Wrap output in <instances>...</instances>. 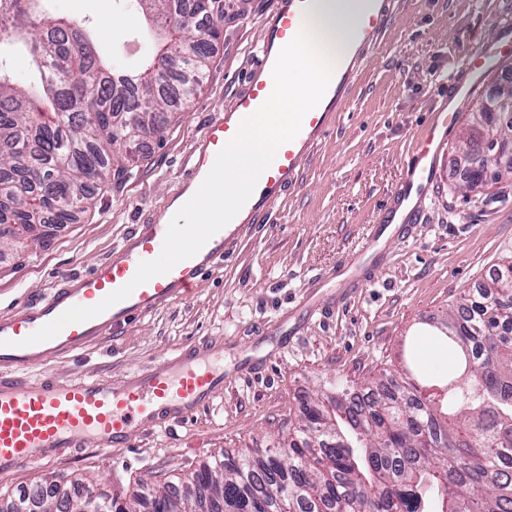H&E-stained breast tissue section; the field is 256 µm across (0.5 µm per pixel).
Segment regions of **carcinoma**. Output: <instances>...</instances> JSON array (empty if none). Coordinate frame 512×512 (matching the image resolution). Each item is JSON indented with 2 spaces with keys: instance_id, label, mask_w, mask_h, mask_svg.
Masks as SVG:
<instances>
[{
  "instance_id": "carcinoma-1",
  "label": "carcinoma",
  "mask_w": 512,
  "mask_h": 512,
  "mask_svg": "<svg viewBox=\"0 0 512 512\" xmlns=\"http://www.w3.org/2000/svg\"><path fill=\"white\" fill-rule=\"evenodd\" d=\"M171 60L126 73L97 48L84 18L53 0H0V228L12 243H41L37 225L72 224L93 191L125 171L118 150L159 133L160 116L201 90L213 45L201 38L200 0H122ZM30 56L16 73L11 55ZM461 374L426 393L410 371L400 380L305 407L298 428L265 455L226 451L184 488L224 493V512H512V279L468 297L441 322ZM178 491L140 481L128 501L97 497L99 512H165ZM36 482L7 501L37 506Z\"/></svg>"
}]
</instances>
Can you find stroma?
I'll return each instance as SVG.
<instances>
[{
  "label": "stroma",
  "instance_id": "stroma-1",
  "mask_svg": "<svg viewBox=\"0 0 512 512\" xmlns=\"http://www.w3.org/2000/svg\"><path fill=\"white\" fill-rule=\"evenodd\" d=\"M62 15L100 23L103 45L137 65L149 52L139 19L115 0H54ZM276 0H231L199 94L167 115L160 136L131 147L128 171L95 194L72 224H51L43 246L0 245V314L46 296L55 277L88 274L135 229L165 211L206 125L243 87ZM512 20V0H396L383 39L367 55L335 128L316 146L278 209L248 226L194 291L140 316L51 371L120 380L206 339L224 340V391L185 423L136 437L105 453L88 448L0 476V494L53 478L128 497L138 479L179 482L225 450L271 447L329 383L360 386L412 369L440 381L456 361L437 341V322L512 258V179L467 188L450 161L478 97L501 82L486 71L478 97L450 86L477 43L494 47ZM454 101L459 121L436 163L408 239L384 237L369 260V284L336 278L358 251L394 188L434 105ZM325 287H314L315 278Z\"/></svg>",
  "mask_w": 512,
  "mask_h": 512
}]
</instances>
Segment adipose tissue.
I'll use <instances>...</instances> for the list:
<instances>
[{
    "label": "adipose tissue",
    "instance_id": "adipose-tissue-1",
    "mask_svg": "<svg viewBox=\"0 0 512 512\" xmlns=\"http://www.w3.org/2000/svg\"><path fill=\"white\" fill-rule=\"evenodd\" d=\"M356 20V0H319L308 22V38L293 50L295 63L273 105L278 114L276 135L287 133L291 114L303 110L310 90L322 84L325 73L342 58Z\"/></svg>",
    "mask_w": 512,
    "mask_h": 512
}]
</instances>
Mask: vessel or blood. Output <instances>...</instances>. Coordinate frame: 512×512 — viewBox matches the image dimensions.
Instances as JSON below:
<instances>
[{
    "instance_id": "obj_1",
    "label": "vessel or blood",
    "mask_w": 512,
    "mask_h": 512,
    "mask_svg": "<svg viewBox=\"0 0 512 512\" xmlns=\"http://www.w3.org/2000/svg\"><path fill=\"white\" fill-rule=\"evenodd\" d=\"M316 0H279L266 25L262 46L244 88L228 110L204 129L177 200L187 202L185 189L203 182L218 152L237 134L243 119L254 114L271 94L272 69L279 51L301 31ZM390 0H368L357 28L352 54L337 68L320 103L303 118L298 135L282 144L261 174L251 197L226 226L193 257L170 272L138 286L125 300L82 323L67 325L54 338L25 345L24 340L73 306L91 307L127 284L140 262L156 259L168 230L167 222L153 218L111 258L90 274L62 279L52 295L28 303L9 315H0V475H10L40 462H51L93 444L102 450L123 448L140 434L152 433L167 421L186 422L224 390V345L211 341L168 358L152 368L128 373L120 381L88 376L61 381L54 376L32 381L31 369L66 358L96 342L137 316L181 297L224 258V247L245 226L259 223L278 205L284 190L294 187L316 143L342 108L360 59L377 47L389 25ZM512 56V46L497 50L476 45L462 58L458 71L470 77L466 95H473L483 74L499 59ZM456 111L440 104L431 123L413 145L415 163L408 182L394 196L397 206L385 209L373 225L369 240L378 242L409 224L418 211L414 190L429 187L436 162L444 150Z\"/></svg>"
}]
</instances>
